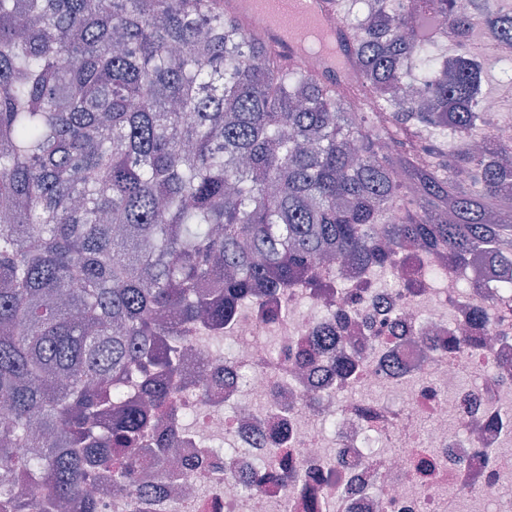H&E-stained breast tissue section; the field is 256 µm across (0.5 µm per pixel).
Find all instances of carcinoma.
<instances>
[{"label": "carcinoma", "instance_id": "obj_1", "mask_svg": "<svg viewBox=\"0 0 512 512\" xmlns=\"http://www.w3.org/2000/svg\"><path fill=\"white\" fill-rule=\"evenodd\" d=\"M363 2L349 24L333 0L344 88L257 46L224 0H0V512H94V468L124 490L160 467L186 328L259 286L319 287L329 252L479 255L489 295L512 289V144L468 48L478 24L511 52L512 6ZM385 344L336 338L329 374Z\"/></svg>", "mask_w": 512, "mask_h": 512}]
</instances>
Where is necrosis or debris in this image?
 <instances>
[{
	"mask_svg": "<svg viewBox=\"0 0 512 512\" xmlns=\"http://www.w3.org/2000/svg\"><path fill=\"white\" fill-rule=\"evenodd\" d=\"M404 264L407 281L354 267L341 279L324 275L317 296L299 284L275 296L259 289L233 322L198 325L200 356L183 369L175 412L159 422L192 469H145L144 484L165 485L146 496L115 490L111 470H95V512H307L301 485L241 479L267 470L283 449L302 474L328 473L318 512H512V464L502 455L512 426L492 420L512 408V342L499 339L512 320L480 326L483 345L449 356L443 340L489 303L485 273L477 262L450 266L436 250L410 253ZM427 266L447 267L448 275L431 281L422 274ZM342 288L358 298V336L399 315L388 334L401 373L371 350L344 388L321 367L299 372L300 337L325 324V299ZM217 337L235 344L233 376L206 405L198 386L224 373L223 360L206 355ZM314 394L318 403H309ZM287 401L291 409L271 417V404Z\"/></svg>",
	"mask_w": 512,
	"mask_h": 512,
	"instance_id": "1",
	"label": "necrosis or debris"
}]
</instances>
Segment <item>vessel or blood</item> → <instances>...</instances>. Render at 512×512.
Here are the masks:
<instances>
[{
  "label": "vessel or blood",
  "mask_w": 512,
  "mask_h": 512,
  "mask_svg": "<svg viewBox=\"0 0 512 512\" xmlns=\"http://www.w3.org/2000/svg\"><path fill=\"white\" fill-rule=\"evenodd\" d=\"M224 12L244 27L252 16L262 15L265 24L252 30V37L297 61L305 57L304 37L337 34L331 0H224Z\"/></svg>",
  "instance_id": "b4317fda"
}]
</instances>
